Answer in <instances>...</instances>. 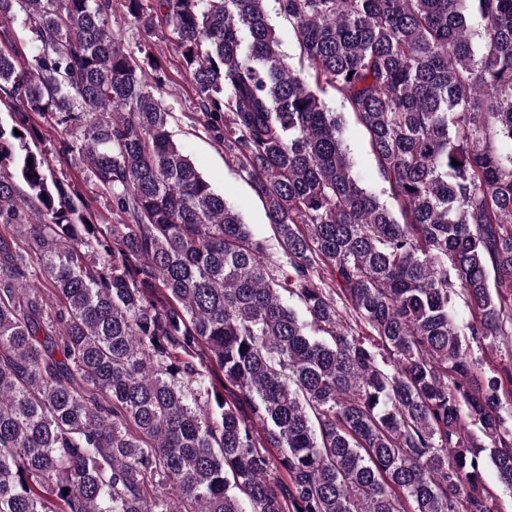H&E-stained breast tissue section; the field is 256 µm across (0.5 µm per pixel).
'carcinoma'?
<instances>
[{"label":"carcinoma","mask_w":512,"mask_h":512,"mask_svg":"<svg viewBox=\"0 0 512 512\" xmlns=\"http://www.w3.org/2000/svg\"><path fill=\"white\" fill-rule=\"evenodd\" d=\"M266 2L0 0L36 46L0 49V512H491L489 466L512 492V373L468 343L512 329V0H276L310 82ZM119 7L167 29L278 257L173 138ZM276 3L271 0L269 2V12L272 19V23L275 25L279 36L282 40V48L285 54L288 56L287 62L300 71L302 69V75L309 79L305 70H303V63H301L300 49L297 44V40L294 34L292 25L280 15L275 14ZM324 99L329 109L336 112L341 119L343 142L353 163L354 171L360 177L362 184L368 190L379 194L381 200L388 205L393 204L386 195L381 193L382 183L377 176L376 161L365 130L356 122L353 114L347 112L334 91L328 89ZM36 119V128L38 130V137L34 139V143L29 141L31 148L34 151H42L47 155L49 160L54 161L55 168H60L58 163V152L62 145L61 130L59 127H52L42 123L38 118Z\"/></svg>","instance_id":"1"}]
</instances>
